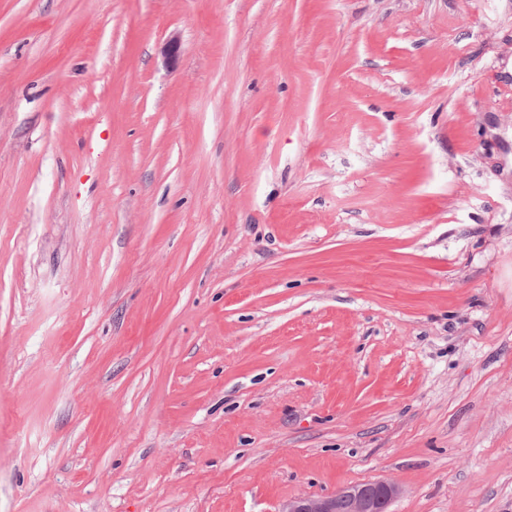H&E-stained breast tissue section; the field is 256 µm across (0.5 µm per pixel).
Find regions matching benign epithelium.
<instances>
[{"mask_svg":"<svg viewBox=\"0 0 512 512\" xmlns=\"http://www.w3.org/2000/svg\"><path fill=\"white\" fill-rule=\"evenodd\" d=\"M399 488L386 481L352 486L325 497H300L282 512H390Z\"/></svg>","mask_w":512,"mask_h":512,"instance_id":"benign-epithelium-1","label":"benign epithelium"}]
</instances>
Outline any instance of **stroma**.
<instances>
[{
  "label": "stroma",
  "mask_w": 512,
  "mask_h": 512,
  "mask_svg": "<svg viewBox=\"0 0 512 512\" xmlns=\"http://www.w3.org/2000/svg\"><path fill=\"white\" fill-rule=\"evenodd\" d=\"M511 96L512 0H0V512H512ZM399 493V488L392 483L374 481L352 486L325 497H300L289 501L281 511L390 512L389 508Z\"/></svg>",
  "instance_id": "1"
}]
</instances>
